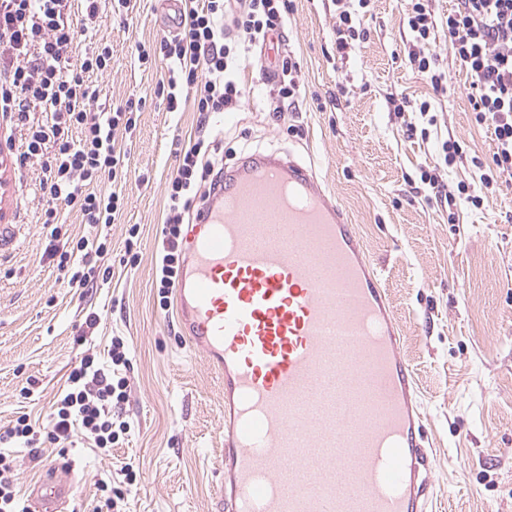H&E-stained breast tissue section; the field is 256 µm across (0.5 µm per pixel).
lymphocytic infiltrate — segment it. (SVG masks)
Returning <instances> with one entry per match:
<instances>
[{
    "label": "lymphocytic infiltrate",
    "mask_w": 512,
    "mask_h": 512,
    "mask_svg": "<svg viewBox=\"0 0 512 512\" xmlns=\"http://www.w3.org/2000/svg\"><path fill=\"white\" fill-rule=\"evenodd\" d=\"M81 18H74L70 0H0V112L10 113L25 131V144L16 165L35 164L40 169L43 200L40 222L46 232L47 257L53 260L73 288H85L98 278L111 243L97 231L114 223L122 213L124 195L90 192L105 179L118 178L123 160L114 148L117 132H132L138 103L95 110L96 93L91 75L111 70L112 48L103 44L86 49L78 63L69 53L79 29L99 22L100 0H83ZM338 12L333 26L334 48L346 57L365 31L361 19L371 0H332ZM406 24L413 50L408 60L428 75L433 90H442L448 76L425 50L438 24L448 29V50L468 73L470 102L476 121L490 123L496 149L485 186L512 182V0H457L445 21H438L431 0H410ZM291 11L289 0H208L206 9L187 11L176 34L151 45H138L143 64L166 62L169 77L159 86L168 111L183 101H193L200 112H233L245 97L232 74L248 66L253 46L268 34L283 29ZM210 142L197 139L182 147L176 171L168 182L172 212L164 226L162 252L156 273L160 293L174 287L179 266L180 224L183 212L198 206L199 188L212 172L203 159ZM82 215L94 227L90 236L67 233L63 209ZM108 363L94 357L82 359L70 371L66 387L52 405L51 429L37 431L29 415L18 416L0 432V512H26L16 493L12 451H37L43 444L65 445L74 436L91 441L101 452H111L127 423L120 408L127 397V382L116 374L126 365L127 351L114 339Z\"/></svg>",
    "instance_id": "1"
}]
</instances>
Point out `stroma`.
I'll return each mask as SVG.
<instances>
[{"label":"stroma","instance_id":"stroma-1","mask_svg":"<svg viewBox=\"0 0 512 512\" xmlns=\"http://www.w3.org/2000/svg\"><path fill=\"white\" fill-rule=\"evenodd\" d=\"M280 55L300 65L301 95L280 101L255 68L237 73L249 99L235 112L167 111L156 90L165 65L143 67L137 44L165 35L161 0H132L127 19L103 18L79 48L105 43L112 69L94 78L98 107L141 101L132 133L116 136L125 177L121 217L107 227L112 273L72 288L43 251L38 222L39 169L7 164L0 225L13 245L0 252V428L26 412L41 431L69 372L85 355L106 360L113 338L129 348L130 429L110 455L75 441L39 456L14 453L17 487L50 477L52 463L71 461L74 486L66 512H93L98 484L124 496L125 512H215L224 476V384L179 332L155 284L161 230L169 214L167 183L183 143L214 141L216 166L242 158V146L283 149L313 165L358 231L366 257L389 295L426 412L436 459L433 512H512V184L488 189L483 165L495 150L490 124L475 120L470 77L448 53L438 28L431 53L448 71V89L434 92L407 61L412 47L407 0H372L362 20L367 40L349 58L334 57L331 0H292ZM425 99L435 123L397 113L390 97ZM462 157L440 171L444 184L465 182L480 206L460 200L449 211L421 180L445 140ZM98 323L85 329L89 314Z\"/></svg>","mask_w":512,"mask_h":512}]
</instances>
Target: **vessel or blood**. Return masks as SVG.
Returning <instances> with one entry per match:
<instances>
[{"instance_id": "1", "label": "vessel or blood", "mask_w": 512, "mask_h": 512, "mask_svg": "<svg viewBox=\"0 0 512 512\" xmlns=\"http://www.w3.org/2000/svg\"><path fill=\"white\" fill-rule=\"evenodd\" d=\"M194 217L178 324L224 379L221 512H427L434 459L382 278L312 167L249 151ZM73 491L49 478L37 512Z\"/></svg>"}]
</instances>
